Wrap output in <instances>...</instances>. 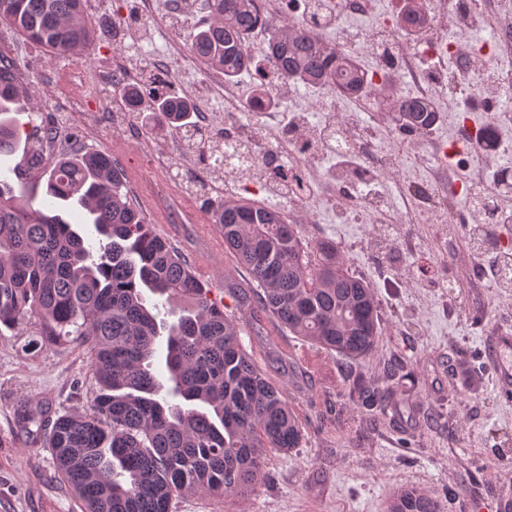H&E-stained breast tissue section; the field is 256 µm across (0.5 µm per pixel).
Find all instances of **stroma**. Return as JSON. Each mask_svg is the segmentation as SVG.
<instances>
[{
	"mask_svg": "<svg viewBox=\"0 0 512 512\" xmlns=\"http://www.w3.org/2000/svg\"><path fill=\"white\" fill-rule=\"evenodd\" d=\"M173 25L152 20L127 29L129 39L150 53L185 45L205 14L193 0ZM0 45L20 50L24 91L18 102L21 148L0 156V177L16 193L42 207L26 151L39 149L52 167L57 147L42 145L39 127L52 125L88 150L109 155L122 171L134 203L152 232L169 241L240 329L243 349L281 386L305 435L301 447L268 451L254 492L220 496L207 492L173 498L170 512H386L390 495L412 488L439 500L444 512H500L512 496V402L501 400L485 358L486 338L512 328V288L499 287L484 270V255L470 244V229L417 226L408 239H392L386 224H341L327 213L300 222L306 243L330 239L356 276L374 288L381 335L366 358L349 362L283 330L258 306L248 273L224 249L213 219L214 204L257 198L278 208L269 195H252L248 174L216 172L188 149L181 134L143 114L124 112L112 89L116 70L131 81L151 72L148 56L124 55L105 34L78 55L54 59L0 23ZM90 69L101 80L95 109L57 98L60 73ZM168 154V165L154 164ZM204 189L187 192L190 179ZM154 181L158 194L139 192ZM454 258L436 262L445 238ZM42 322L31 318L0 331V512H81L58 477L45 434H32L18 420L30 406L50 417L88 412L98 391L88 345L79 336L41 339ZM393 388L385 413L366 418L357 380Z\"/></svg>",
	"mask_w": 512,
	"mask_h": 512,
	"instance_id": "stroma-1",
	"label": "stroma"
}]
</instances>
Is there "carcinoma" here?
<instances>
[{
	"label": "carcinoma",
	"instance_id": "cac0c4a2",
	"mask_svg": "<svg viewBox=\"0 0 512 512\" xmlns=\"http://www.w3.org/2000/svg\"><path fill=\"white\" fill-rule=\"evenodd\" d=\"M206 9L190 41L194 57L229 80L251 75L254 61L242 42L261 19L259 0H206ZM0 21L53 58L77 54L95 34L86 0H0ZM266 30L276 77L306 89L362 90L352 59L286 21ZM112 87L125 111L149 112L193 145L202 134L194 106L157 87L156 76L131 83L115 75ZM20 91L17 64L0 62V154L20 143V123L11 116ZM399 116L424 128L433 113L406 96ZM70 139L53 126L43 132L48 145L63 142L51 170L39 174L52 209L33 207L0 180V329L37 316L46 336L84 337L99 383L90 413H65L52 423L48 448L58 475L83 512H169L183 492L251 493L266 452L303 440L282 389L244 352L234 321L172 244L151 232L112 159L73 149ZM75 204L88 212L99 248L60 214ZM213 217L225 248L261 289L262 311L346 359L372 353L378 303L370 283L345 267L336 242L321 239L309 252L297 225L250 199L224 201ZM144 288L177 320L148 309ZM387 512L444 508L401 488Z\"/></svg>",
	"mask_w": 512,
	"mask_h": 512
}]
</instances>
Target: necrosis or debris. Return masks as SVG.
I'll return each mask as SVG.
<instances>
[{
  "instance_id": "1",
  "label": "necrosis or debris",
  "mask_w": 512,
  "mask_h": 512,
  "mask_svg": "<svg viewBox=\"0 0 512 512\" xmlns=\"http://www.w3.org/2000/svg\"><path fill=\"white\" fill-rule=\"evenodd\" d=\"M432 21L416 36L402 31L396 14L380 11L375 0H324L322 22H309L308 0H265V16H287L296 26L318 37L335 32L338 50L357 53L370 49L375 65L364 74V96L347 99L336 94L318 111H299L289 125L263 123L255 127L260 108L239 104L231 86L213 81L210 92L222 97L229 114L223 127L224 163L232 169L259 172L258 191L274 193L289 212L328 209L347 223H369L384 213L386 199L371 189L379 176L413 163L429 167L434 182L417 188L412 179L399 183L400 194L413 200L411 208L390 216L396 234L408 238L418 224H478L482 235L495 225L512 223V190L496 179L503 156L512 154V141H479L462 127L474 112H484L492 125L512 122L502 102L512 96V0H429ZM367 15L366 31L344 30L346 15ZM462 30L480 32L479 46H463ZM410 85L414 98L436 111V99L449 97L448 124L456 130L451 149L429 135L423 152L407 153L405 143L415 133L395 129L392 144H384L367 130H352L338 117L345 103L356 111H370L376 96L387 94L388 77ZM336 153L353 158V165L325 167L324 158ZM273 158L282 174H264L266 158Z\"/></svg>"
}]
</instances>
